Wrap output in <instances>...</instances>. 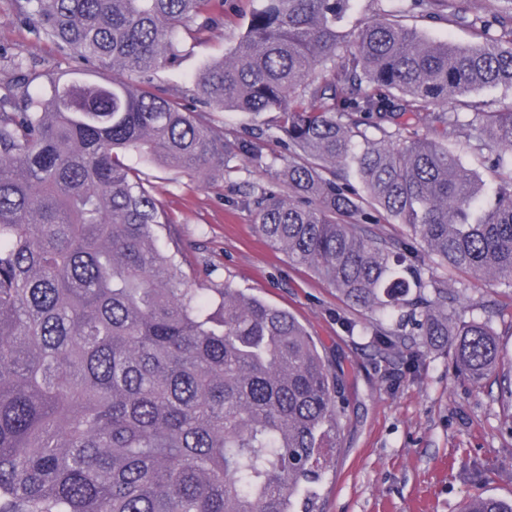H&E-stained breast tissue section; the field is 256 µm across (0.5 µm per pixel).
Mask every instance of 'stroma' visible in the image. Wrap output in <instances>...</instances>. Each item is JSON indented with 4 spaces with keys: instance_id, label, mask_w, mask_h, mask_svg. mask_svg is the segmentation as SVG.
<instances>
[{
    "instance_id": "obj_1",
    "label": "stroma",
    "mask_w": 512,
    "mask_h": 512,
    "mask_svg": "<svg viewBox=\"0 0 512 512\" xmlns=\"http://www.w3.org/2000/svg\"><path fill=\"white\" fill-rule=\"evenodd\" d=\"M258 0H210L216 24L184 37V57L156 83L165 94L191 103L193 78L224 58L245 32ZM406 0H355L344 31L354 35L368 20L386 18L418 29L433 41L474 42L468 29L413 16ZM0 47L21 54L43 72L84 69L0 0ZM214 180L154 164L145 169L156 198L172 219L163 245L178 243L181 269L209 297L230 286L290 312L313 336L323 356L345 371L346 412L339 445L319 488L321 512H463L468 499H512V292L489 279L446 277L461 301L453 322L487 324L503 360L481 381L462 375L440 348H421L418 375L396 386L372 336L375 315L351 307L309 269L290 265L254 226L247 194L254 185L280 189L275 171L246 160Z\"/></svg>"
}]
</instances>
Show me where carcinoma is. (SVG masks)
Instances as JSON below:
<instances>
[{
    "label": "carcinoma",
    "mask_w": 512,
    "mask_h": 512,
    "mask_svg": "<svg viewBox=\"0 0 512 512\" xmlns=\"http://www.w3.org/2000/svg\"><path fill=\"white\" fill-rule=\"evenodd\" d=\"M454 2L409 11L448 10L472 46L382 19L338 57L352 0H259L229 57L195 78L214 111L275 114L228 145L153 86L180 64V32L216 24L209 0H13L62 50L128 78L43 82L18 55L21 89L0 87V512H294L336 447L343 368L285 309L226 285L211 310L160 244L171 219L146 162L221 177L236 158L282 162L281 190L250 192L259 233L377 314L383 357L416 368L409 327L455 337L444 350L471 379L497 371L487 324L449 326L459 296L426 275L437 263L512 290V108L471 99L512 88V0L472 16ZM423 110L430 137L410 123ZM465 127L492 192L448 146ZM264 135L282 151L264 153ZM390 220L413 248L361 228Z\"/></svg>",
    "instance_id": "obj_1"
}]
</instances>
